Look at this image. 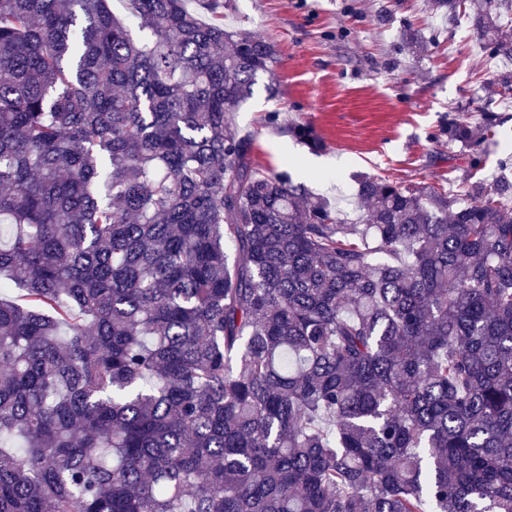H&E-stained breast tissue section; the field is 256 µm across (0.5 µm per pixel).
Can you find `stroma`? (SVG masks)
I'll list each match as a JSON object with an SVG mask.
<instances>
[{
    "mask_svg": "<svg viewBox=\"0 0 512 512\" xmlns=\"http://www.w3.org/2000/svg\"><path fill=\"white\" fill-rule=\"evenodd\" d=\"M228 26L275 45L273 76H260L234 114L237 131L254 139L253 163L264 173L293 166L312 195L353 209L356 181L386 176L407 186L459 193L465 153L444 132L453 120L501 118L485 147L484 178L512 155V98L500 96L506 63L485 57L466 23L448 26L427 0H233ZM425 40L415 51L406 30ZM279 111L277 124L267 114ZM311 123L324 141L309 151L290 133Z\"/></svg>",
    "mask_w": 512,
    "mask_h": 512,
    "instance_id": "obj_1",
    "label": "stroma"
}]
</instances>
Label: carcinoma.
Instances as JSON below:
<instances>
[{
    "label": "carcinoma",
    "instance_id": "carcinoma-1",
    "mask_svg": "<svg viewBox=\"0 0 512 512\" xmlns=\"http://www.w3.org/2000/svg\"><path fill=\"white\" fill-rule=\"evenodd\" d=\"M0 0V512H512V159L361 220L259 172L228 0ZM512 61V0H430ZM309 150L322 140L292 127Z\"/></svg>",
    "mask_w": 512,
    "mask_h": 512
}]
</instances>
